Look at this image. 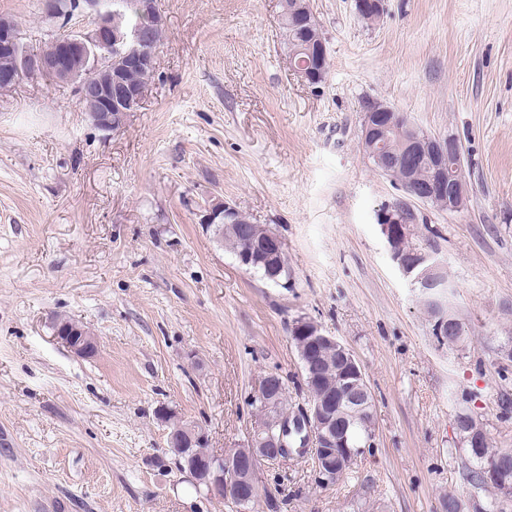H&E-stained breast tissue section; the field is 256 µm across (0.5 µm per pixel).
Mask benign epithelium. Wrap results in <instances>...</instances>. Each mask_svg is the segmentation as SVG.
I'll return each mask as SVG.
<instances>
[{
	"label": "benign epithelium",
	"instance_id": "benign-epithelium-1",
	"mask_svg": "<svg viewBox=\"0 0 512 512\" xmlns=\"http://www.w3.org/2000/svg\"><path fill=\"white\" fill-rule=\"evenodd\" d=\"M45 15L52 19L64 17L61 32L55 38V51L46 56L22 59L16 27L9 18L0 16V93L14 88L24 77L52 75L63 83H73L79 96L88 101L86 115L97 128L116 131L122 128L131 112L138 110L144 94L136 91L124 78L134 68L155 69V49L141 30H123L112 11V0H76L75 7L63 11L60 0H42ZM361 18L386 9L385 0H355ZM296 21L307 28L317 22L310 0H298L294 6ZM323 50L312 45L307 54L291 61L293 73L304 83L314 86L316 65ZM84 60L85 69L77 70L72 60ZM404 116L391 113V108L379 112L366 111L361 129V143L367 156L375 161L373 168L392 176L393 169L410 172L424 155L433 168L427 182L410 177L400 181L404 196L387 203L376 211L393 262L419 289L422 302L437 318L434 324L438 336L455 333L452 297L453 283L445 275V266L437 252L411 244L403 249L401 242L411 239L414 226L426 221L420 206L446 201L443 210L458 213L467 207L469 191L462 170L461 148L452 136L440 137L414 128V137L398 155L387 157L383 139L388 131L402 124ZM238 210L217 200L204 215V225L210 229L220 224H239ZM282 239L275 233L255 239L244 235L239 262L246 267L262 265L267 276L277 280L281 269L275 259L282 250ZM292 329L305 338L300 351L305 364L316 360L324 347L338 352V379L335 391L321 394L297 410L281 408L283 388L270 376L261 378L255 386L265 405V415L254 423L246 445L229 448L220 455L198 456L197 449L209 443L208 434L200 427L186 424L165 405L155 409V418L168 426L167 445L174 453L179 471L185 473L194 487L205 489L215 500L230 499L246 503L257 484V468L262 461L280 462L292 452L286 437L300 435L299 451L313 458L318 480L329 485L336 480V456L343 451L354 455L364 448H354L347 435L344 414L368 416V427L375 430V414L370 410V388L364 370L352 351L336 337L325 333L320 325L306 317L294 321ZM55 339L77 356H89L97 351V342L90 329L79 324H65L55 331ZM487 439L483 425L474 422L466 430L471 451L479 455ZM507 468L499 461H486L482 474L488 482H499Z\"/></svg>",
	"mask_w": 512,
	"mask_h": 512
}]
</instances>
